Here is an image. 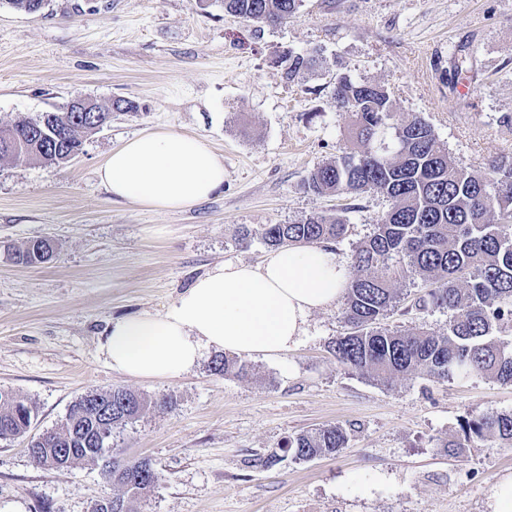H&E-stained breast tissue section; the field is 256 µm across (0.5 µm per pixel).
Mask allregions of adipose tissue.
Listing matches in <instances>:
<instances>
[{
    "label": "adipose tissue",
    "instance_id": "adipose-tissue-1",
    "mask_svg": "<svg viewBox=\"0 0 512 512\" xmlns=\"http://www.w3.org/2000/svg\"><path fill=\"white\" fill-rule=\"evenodd\" d=\"M100 183L116 201L157 212L189 209L224 184V162L199 137L148 130L113 147ZM347 265L320 245L283 246L255 265L223 261L197 276L159 313L112 320L99 350L113 370L173 380L209 351L279 355L306 334L312 312L344 295Z\"/></svg>",
    "mask_w": 512,
    "mask_h": 512
}]
</instances>
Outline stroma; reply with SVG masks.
I'll return each instance as SVG.
<instances>
[{
    "label": "stroma",
    "mask_w": 512,
    "mask_h": 512,
    "mask_svg": "<svg viewBox=\"0 0 512 512\" xmlns=\"http://www.w3.org/2000/svg\"><path fill=\"white\" fill-rule=\"evenodd\" d=\"M319 47L323 64L288 83L275 53ZM470 50L467 78L453 53ZM346 73L387 87L398 116L417 114L467 171L512 154V0H303L270 27L231 16L218 0H48L41 13L0 0V126L65 104L128 98L69 163L0 160V389L34 409L32 433L59 427L90 389L122 387L149 407L114 435L118 456L149 459L158 484L130 497V512H486V492L512 473V445L494 438L448 456L462 425L512 411V385L491 378L439 383L423 373L388 386L343 368L330 349L347 326L340 306L314 312L288 353L251 357L248 376L220 375L213 354L172 381L112 371L98 344L112 319L162 311L214 263H257L260 242L242 226L332 214L342 201L307 192L303 179L346 145L351 113L328 87ZM197 135L224 161V186L174 213L116 202L96 169L138 133ZM366 194L332 245L344 261L388 209ZM35 239L45 264H16ZM388 324L442 334L447 312L416 309L429 289L394 283ZM170 406H161V399ZM346 429L340 453L292 459L289 438L326 425ZM280 462L265 466L270 454ZM103 463L65 471L34 462L26 438L0 440V502L21 512H91L118 494ZM54 248L47 239L31 241L23 250H19L14 258L16 262L25 266H37L52 259Z\"/></svg>",
    "instance_id": "35a3bbf8"
}]
</instances>
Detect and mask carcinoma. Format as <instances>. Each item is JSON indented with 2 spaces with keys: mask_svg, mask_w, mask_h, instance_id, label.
Wrapping results in <instances>:
<instances>
[{
  "mask_svg": "<svg viewBox=\"0 0 512 512\" xmlns=\"http://www.w3.org/2000/svg\"><path fill=\"white\" fill-rule=\"evenodd\" d=\"M16 10L35 14L47 0H5ZM303 0H221L224 12L269 26L295 18ZM321 50L290 49L277 57L284 77L298 81L313 72ZM336 107L352 113L351 146L335 159L315 167L302 187L317 195L359 198L380 193L390 208L373 233L352 256L356 271L346 288L342 315L349 332L331 350L348 370L388 386L400 375L423 372L442 381L471 376L490 377L512 384V344L493 331L512 321V156L488 161L483 173L459 166L437 142L429 123L417 114L399 120L383 86L343 74L334 77ZM137 110L131 100L118 98L112 107L81 112L72 103L36 118L0 127V158L61 165L77 156L96 123L108 125L112 113ZM65 132L55 150L14 153L9 144L26 140L43 129ZM498 212L500 221L489 216ZM348 224L339 214H315L289 224L243 228L239 242L259 239L268 248L324 245L343 238ZM47 239L31 241L15 254L16 262L37 266L52 259ZM419 277L433 285L415 301L422 308L448 311V330L442 335L386 324L401 297L393 288L400 277ZM220 374H248L244 362L217 358ZM112 401V415L95 410L96 399ZM148 400L112 387L89 390L69 407L60 428L28 440L33 460L43 467L67 470L96 461L108 449L112 434L137 419ZM33 408L10 392L0 390V440L26 435ZM468 441L499 438L512 442V412L478 415L463 427ZM347 431L327 424L288 440L286 449L296 460L334 455L345 448ZM65 457L50 462L55 449ZM159 481L146 459L112 469V482L132 495L142 494Z\"/></svg>",
  "mask_w": 512,
  "mask_h": 512,
  "instance_id": "cac0c4a2",
  "label": "carcinoma"
}]
</instances>
